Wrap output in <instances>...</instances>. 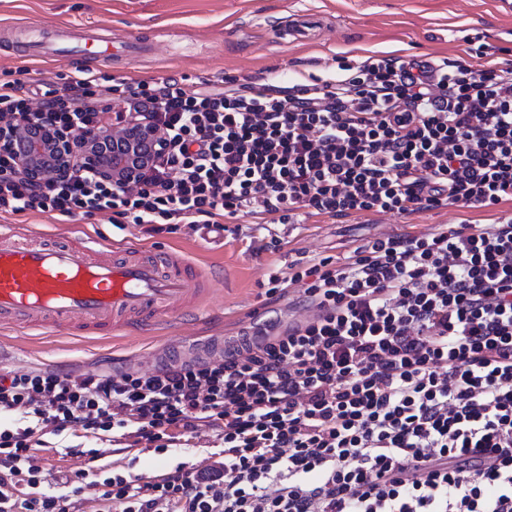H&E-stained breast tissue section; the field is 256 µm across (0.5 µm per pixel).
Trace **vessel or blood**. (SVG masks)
I'll use <instances>...</instances> for the list:
<instances>
[{"label":"vessel or blood","mask_w":512,"mask_h":512,"mask_svg":"<svg viewBox=\"0 0 512 512\" xmlns=\"http://www.w3.org/2000/svg\"><path fill=\"white\" fill-rule=\"evenodd\" d=\"M110 41L87 33L60 40L55 53L93 61L113 54ZM172 254L149 257L135 245L114 258L101 240L84 237L52 247L0 226V325L55 332L77 327L128 332L171 324L206 292Z\"/></svg>","instance_id":"b4317fda"}]
</instances>
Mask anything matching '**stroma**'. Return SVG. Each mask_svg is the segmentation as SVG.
<instances>
[{"mask_svg": "<svg viewBox=\"0 0 512 512\" xmlns=\"http://www.w3.org/2000/svg\"><path fill=\"white\" fill-rule=\"evenodd\" d=\"M38 23L47 36L62 27L97 26L115 39L140 38L144 53L132 60L70 62L26 56L20 25ZM495 47L485 64L512 61V0H0V82H38L54 87L78 69L100 78L157 81H266L285 88L310 77L339 75L344 64L367 58L459 59L472 39ZM499 209L454 207L412 215L357 213L342 218L302 215L300 229L275 225L287 243L278 253L248 250L247 238L263 237L254 216L236 217L242 237L212 235L180 225L172 234L148 235L142 227L113 224L108 212L64 221L55 212L0 213V226L33 233L80 238L92 235L108 244L137 243L144 249H168L193 264L209 281V291L190 318L165 332L130 335L90 333L78 329L43 333L0 329L9 369L57 368L75 373L110 372L121 364L152 369L154 352L179 345L182 338L233 336L252 311L276 310L280 320L295 322L313 315L300 300L298 286L286 298L267 302L264 285L273 266L295 260L340 257L380 234L425 233L438 224L466 218L492 223ZM48 449L39 451L42 466L77 472L97 463L111 469L116 456L108 441L64 431L46 432ZM60 446L97 451L59 457Z\"/></svg>", "mask_w": 512, "mask_h": 512, "instance_id": "35a3bbf8", "label": "stroma"}]
</instances>
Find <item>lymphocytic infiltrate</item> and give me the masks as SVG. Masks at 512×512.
Instances as JSON below:
<instances>
[{
    "instance_id": "lymphocytic-infiltrate-1",
    "label": "lymphocytic infiltrate",
    "mask_w": 512,
    "mask_h": 512,
    "mask_svg": "<svg viewBox=\"0 0 512 512\" xmlns=\"http://www.w3.org/2000/svg\"><path fill=\"white\" fill-rule=\"evenodd\" d=\"M75 76L31 108L0 83V122L96 128L140 112L171 148L135 189L78 167L32 182L0 154V213L99 211L159 234L220 233L242 209L410 215L512 202V68L367 59L286 90ZM316 315L239 348L150 372L0 374V512H512V216L378 237L348 256L272 269ZM163 455L205 430L211 464L155 476L33 464L46 427Z\"/></svg>"
}]
</instances>
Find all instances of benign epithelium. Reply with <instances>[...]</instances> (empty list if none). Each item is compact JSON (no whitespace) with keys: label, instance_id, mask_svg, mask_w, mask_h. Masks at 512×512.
<instances>
[{"label":"benign epithelium","instance_id":"7a95c632","mask_svg":"<svg viewBox=\"0 0 512 512\" xmlns=\"http://www.w3.org/2000/svg\"><path fill=\"white\" fill-rule=\"evenodd\" d=\"M0 147L15 151L19 171L34 182L68 176L75 164L120 187L134 185L140 168L167 150V136L149 120L129 117L102 129H46L34 136L27 123L0 124Z\"/></svg>","mask_w":512,"mask_h":512}]
</instances>
